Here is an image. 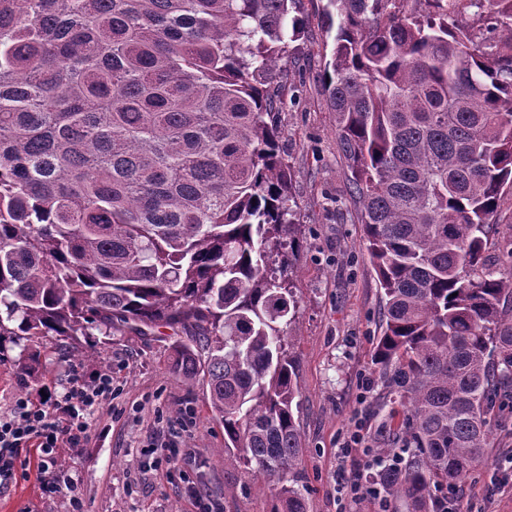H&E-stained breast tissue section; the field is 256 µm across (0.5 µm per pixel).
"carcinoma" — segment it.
Returning <instances> with one entry per match:
<instances>
[{"instance_id":"carcinoma-1","label":"carcinoma","mask_w":512,"mask_h":512,"mask_svg":"<svg viewBox=\"0 0 512 512\" xmlns=\"http://www.w3.org/2000/svg\"><path fill=\"white\" fill-rule=\"evenodd\" d=\"M296 0H0V337L186 339L224 455L298 487L294 177L272 91ZM324 94L383 290L374 360L417 454L378 476L426 503L483 461L512 392V0H326ZM494 222L488 236L487 255L497 268L508 271L512 269L508 255L512 249V195L504 197Z\"/></svg>"}]
</instances>
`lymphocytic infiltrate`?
<instances>
[{"label": "lymphocytic infiltrate", "instance_id": "obj_1", "mask_svg": "<svg viewBox=\"0 0 512 512\" xmlns=\"http://www.w3.org/2000/svg\"><path fill=\"white\" fill-rule=\"evenodd\" d=\"M112 370L96 371L92 380L74 377L56 395L17 397L9 414H0V483L13 479L17 451L36 449L38 479L44 497L69 493L71 512H84L68 470L58 463L62 444L77 447L90 436V415L112 401Z\"/></svg>", "mask_w": 512, "mask_h": 512}]
</instances>
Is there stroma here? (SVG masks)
<instances>
[{"label":"stroma","instance_id":"1","mask_svg":"<svg viewBox=\"0 0 512 512\" xmlns=\"http://www.w3.org/2000/svg\"><path fill=\"white\" fill-rule=\"evenodd\" d=\"M321 6L322 0H300L304 34L291 43L274 89L284 101L278 124L295 173L290 204L299 236L288 270L297 308L286 348L300 387L294 409L304 438L299 483L308 512H336L341 484L365 472L368 455L391 447L398 405L373 363L381 289L348 195L336 119L322 92L328 35L319 20ZM487 255L497 268L512 269V195L494 218ZM179 338L162 326L147 336L90 337L112 367L114 393L111 406L90 416L88 442L62 451L85 512H193L191 482L220 503V512H270L278 477L247 473L236 457L224 455V425L211 412L205 390L186 385L170 368ZM24 350L38 354V373L22 371L18 358ZM81 350L55 336L1 340L0 413L9 412L18 394L61 392ZM186 409L196 415L189 436L174 427ZM356 430L361 449L342 456L340 438ZM160 433L183 450L180 467L187 480L156 465L153 442ZM506 473H512L511 413L496 427L478 476L458 484L459 512H512V484H498ZM39 496L37 460L19 450L15 478L0 485V512H20Z\"/></svg>","mask_w":512,"mask_h":512}]
</instances>
